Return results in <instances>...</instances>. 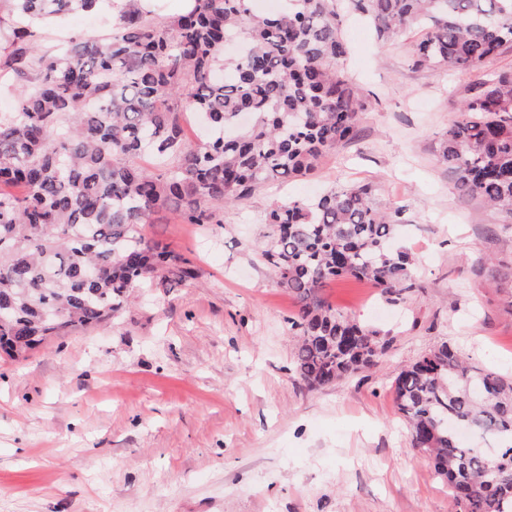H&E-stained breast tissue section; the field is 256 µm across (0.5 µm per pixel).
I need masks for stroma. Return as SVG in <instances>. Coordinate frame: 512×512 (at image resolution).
<instances>
[{
  "label": "stroma",
  "instance_id": "stroma-1",
  "mask_svg": "<svg viewBox=\"0 0 512 512\" xmlns=\"http://www.w3.org/2000/svg\"><path fill=\"white\" fill-rule=\"evenodd\" d=\"M344 70L363 96L359 133L313 174L265 186L220 224L144 229L189 258L196 280L139 292L106 326L0 356V512H460L410 444L390 386L441 343L512 372V236L505 215L457 188L439 158L462 102L512 68L503 46L478 71L415 67L410 30L379 39L339 5ZM371 184L406 206L395 246L415 287L325 288L342 313L391 338L374 368L312 389L294 373V299L255 243L276 199Z\"/></svg>",
  "mask_w": 512,
  "mask_h": 512
}]
</instances>
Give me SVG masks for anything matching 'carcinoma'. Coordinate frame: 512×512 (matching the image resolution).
I'll use <instances>...</instances> for the list:
<instances>
[{"mask_svg":"<svg viewBox=\"0 0 512 512\" xmlns=\"http://www.w3.org/2000/svg\"><path fill=\"white\" fill-rule=\"evenodd\" d=\"M0 77L21 85L0 114V350L18 357L52 336L118 317L141 288L196 277L194 265L145 238L171 213L222 224L260 187L313 173L357 134L363 109L343 70L338 0H194L159 18L124 0L104 37L55 43L50 17L100 0H8ZM377 35L423 30L412 56L428 69L478 70L512 43V0H350ZM199 112L211 139L187 144ZM149 155L148 167L135 163ZM464 192L512 217V69L478 84L441 144ZM406 208L382 207L369 184L316 200L273 202L260 257L297 310L294 372L325 387L378 365L390 340L322 296L338 277L367 280L392 301L412 291V255L390 245ZM392 392L412 447L425 453L462 512H512V378L442 344L405 366ZM490 436L497 463L452 427Z\"/></svg>","mask_w":512,"mask_h":512,"instance_id":"obj_1","label":"carcinoma"}]
</instances>
